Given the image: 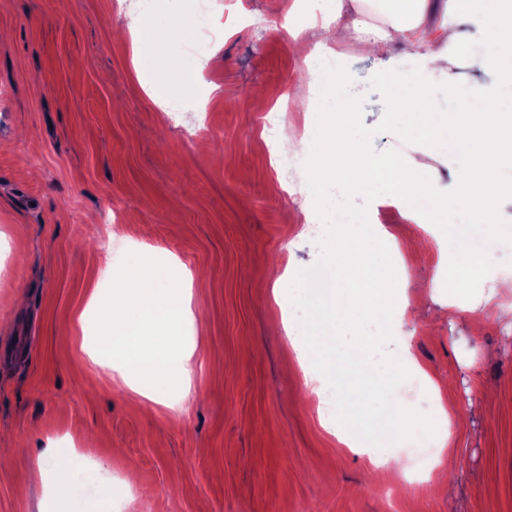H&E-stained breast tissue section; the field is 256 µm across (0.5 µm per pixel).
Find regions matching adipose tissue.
<instances>
[{"mask_svg":"<svg viewBox=\"0 0 512 512\" xmlns=\"http://www.w3.org/2000/svg\"><path fill=\"white\" fill-rule=\"evenodd\" d=\"M434 7V0L312 3L329 42H351L356 52L380 60L400 131L419 138L436 131L447 135L461 171L456 192L447 200L431 193L429 153L383 160L370 156L342 73L327 82L323 111L306 116L319 143L306 149L310 178L300 215L303 223L318 225L312 241L324 262L306 272L287 270L274 282L272 296L288 303L280 323L300 358L320 420L335 422L336 438L345 445L355 433L369 437L388 430L402 436L416 416L391 402L383 380L421 367L408 342L391 341L394 319L407 314L410 301L405 275L380 250L385 228L367 219L325 227L329 202L337 196L361 197L370 207L393 205L417 223L448 230L468 208V189H475L490 212L499 198L512 195V183L500 176L512 165V0H458L431 30L427 19ZM150 12L161 45L172 56L157 77L163 83L179 81L186 66L173 52L186 36L184 16L168 0H152ZM464 19L474 24L484 44L474 67L494 70L508 91L461 99L432 120L425 107L424 73L447 72L463 51L467 35L459 25ZM397 41L412 50L419 67L395 64L392 45ZM425 199L432 205L426 214L419 208ZM161 269L168 273L164 288L155 279ZM113 278L119 286L101 304L100 342L111 349L124 384L142 396L144 405L175 406L190 389L193 350L184 336L196 321L195 276L160 250L137 248ZM354 351L360 365L352 371L348 361Z\"/></svg>","mask_w":512,"mask_h":512,"instance_id":"ef3b65f1","label":"adipose tissue"}]
</instances>
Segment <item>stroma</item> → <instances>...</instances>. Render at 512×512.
Returning a JSON list of instances; mask_svg holds the SVG:
<instances>
[{"instance_id":"1","label":"stroma","mask_w":512,"mask_h":512,"mask_svg":"<svg viewBox=\"0 0 512 512\" xmlns=\"http://www.w3.org/2000/svg\"><path fill=\"white\" fill-rule=\"evenodd\" d=\"M294 0H210L222 38L203 60L213 92L210 129L187 140L193 97L168 120L148 97L130 40L116 39L140 0H0V512H39L31 472L49 442L65 438L84 462L67 502L75 512H512V322L489 318L484 289L512 278V254L448 309L447 240L398 209L370 214L400 250L413 252L407 337L448 403L441 421L416 375L388 377L389 396L413 406L433 431L447 429L452 483L425 488L397 468L373 471L321 425L302 368L278 326L271 287L285 267L323 259L300 223L302 145L281 174L275 131L251 106L287 112L300 133L314 98L294 41H324ZM466 55L450 75L427 78L426 106L443 112L465 93L498 91L496 75L470 66L483 51L468 28ZM355 93L363 145L373 157L413 154L428 142L403 137L392 96L371 56L339 59ZM171 252L195 275L202 325L191 391L179 410L142 409L111 367L88 357L78 320L92 293L113 289L110 265L132 245ZM113 482L137 481L114 502Z\"/></svg>"}]
</instances>
